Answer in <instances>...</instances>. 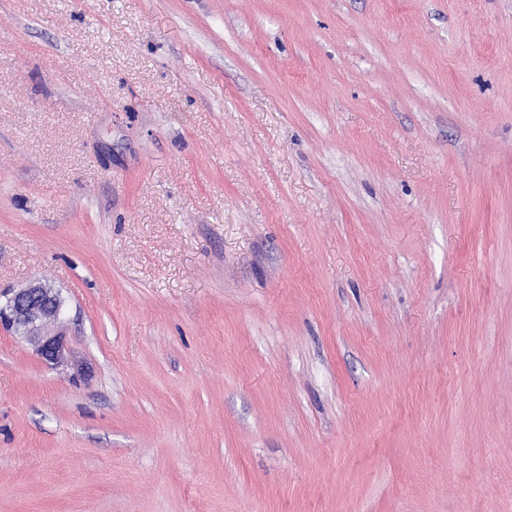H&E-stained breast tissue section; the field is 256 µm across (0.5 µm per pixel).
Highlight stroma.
<instances>
[{
    "label": "stroma",
    "instance_id": "1",
    "mask_svg": "<svg viewBox=\"0 0 512 512\" xmlns=\"http://www.w3.org/2000/svg\"><path fill=\"white\" fill-rule=\"evenodd\" d=\"M0 512H512V0H0ZM64 300L60 294L41 282H31L15 291L0 304V325L33 346L40 359L51 366L68 362L69 349L65 333Z\"/></svg>",
    "mask_w": 512,
    "mask_h": 512
}]
</instances>
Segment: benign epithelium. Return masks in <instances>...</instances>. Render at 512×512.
<instances>
[{"instance_id":"7a95c632","label":"benign epithelium","mask_w":512,"mask_h":512,"mask_svg":"<svg viewBox=\"0 0 512 512\" xmlns=\"http://www.w3.org/2000/svg\"><path fill=\"white\" fill-rule=\"evenodd\" d=\"M64 315V300L60 294L41 282L29 283L0 305V325L14 330L51 366L63 365L69 360L65 333L61 329Z\"/></svg>"}]
</instances>
